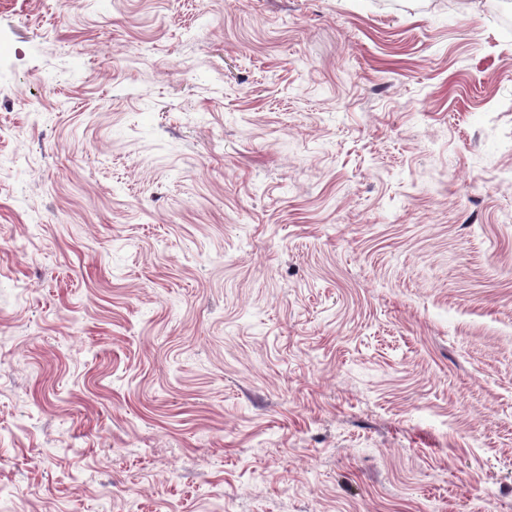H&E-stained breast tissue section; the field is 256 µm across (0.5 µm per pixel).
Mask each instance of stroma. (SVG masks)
<instances>
[{
	"mask_svg": "<svg viewBox=\"0 0 512 512\" xmlns=\"http://www.w3.org/2000/svg\"><path fill=\"white\" fill-rule=\"evenodd\" d=\"M497 0H0V512H512Z\"/></svg>",
	"mask_w": 512,
	"mask_h": 512,
	"instance_id": "stroma-1",
	"label": "stroma"
}]
</instances>
